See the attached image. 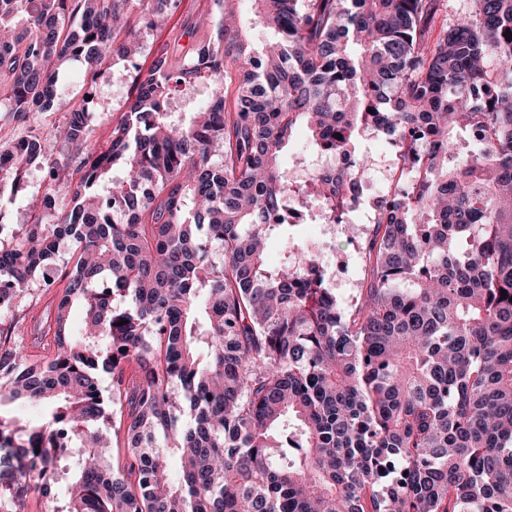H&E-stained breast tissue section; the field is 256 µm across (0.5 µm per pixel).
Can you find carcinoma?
I'll return each mask as SVG.
<instances>
[{"mask_svg":"<svg viewBox=\"0 0 512 512\" xmlns=\"http://www.w3.org/2000/svg\"><path fill=\"white\" fill-rule=\"evenodd\" d=\"M241 2L193 4L100 147L94 88L183 0H0V108L30 125L0 143V236L15 241L0 243V310L73 248L52 355L0 339V408L49 403L38 427L0 415L18 481L51 492L59 434L76 453L53 512H512V0H471L434 38L448 0H249L257 44ZM197 27L210 36L182 51ZM72 62L86 92L59 159L34 124ZM197 85L201 109L171 112ZM300 127L336 166L292 181L281 153ZM374 132L398 163L367 228L348 189ZM32 165L39 210L9 227L1 201ZM315 197L370 267L348 305L294 238L266 261Z\"/></svg>","mask_w":512,"mask_h":512,"instance_id":"obj_1","label":"carcinoma"}]
</instances>
